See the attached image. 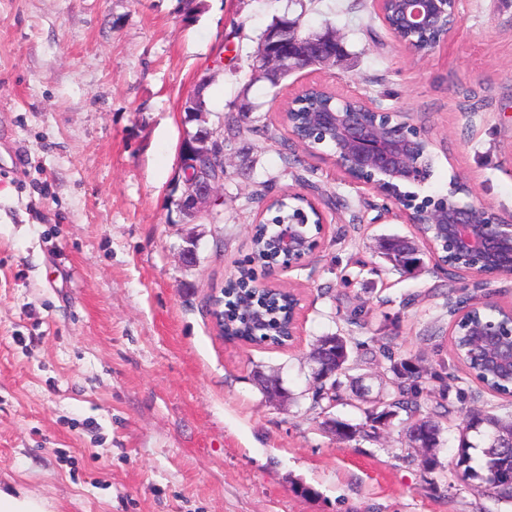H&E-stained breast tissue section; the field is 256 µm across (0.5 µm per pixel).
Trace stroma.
<instances>
[{
	"label": "stroma",
	"mask_w": 512,
	"mask_h": 512,
	"mask_svg": "<svg viewBox=\"0 0 512 512\" xmlns=\"http://www.w3.org/2000/svg\"><path fill=\"white\" fill-rule=\"evenodd\" d=\"M283 15L334 29L335 69L252 81L247 57ZM204 75L212 111L249 102L280 141L228 144L218 223L187 224L169 197L181 103ZM312 82L428 130L419 196L447 194L457 174L512 220V0H460L450 39L426 56L392 36L375 0H0V488L47 512H512L463 472L409 462L403 418L345 443L312 407L310 345L339 332L367 387H347L341 419L361 422L390 370L366 357L375 336L450 379L441 462L470 410L512 416V398L455 361L449 313L460 300L512 309V276L452 273L425 252L393 270L378 239L416 229L345 176L331 146L304 149L283 123ZM267 180L327 218L303 266L266 277L302 298L289 349L225 341L210 311L251 253L263 206L250 196ZM259 371L279 374L286 403L265 397Z\"/></svg>",
	"instance_id": "35a3bbf8"
}]
</instances>
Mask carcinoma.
I'll list each match as a JSON object with an SVG mask.
<instances>
[{"label": "carcinoma", "instance_id": "cac0c4a2", "mask_svg": "<svg viewBox=\"0 0 512 512\" xmlns=\"http://www.w3.org/2000/svg\"><path fill=\"white\" fill-rule=\"evenodd\" d=\"M327 101L321 91H314L306 102L295 106V119L299 127L314 134L315 139L322 138V133L309 125L308 113L323 107ZM224 140H244L254 133H261L270 141H278L275 130L271 129L260 116L247 124L235 115L233 110L223 115ZM306 207L304 201L293 199L286 194L275 198L274 215L271 221L298 208ZM380 254L396 271H407L411 262L415 261V247L406 244L400 237H387L379 241ZM259 305L264 308L266 323L263 327L255 328L251 320L246 318L245 308ZM284 302L278 295H270L261 300L251 298L247 291L241 288L224 289V335L239 340L252 342L268 341L275 345L281 339L280 331L285 319ZM469 326H457L453 338L460 352L465 356L469 372L487 381L491 391L499 392L512 390V381L494 375L482 367L472 357L468 356ZM374 353L392 362L391 373L381 381L382 394L378 399L369 403L363 409L364 419L358 424L336 420L342 425L346 434L336 433L343 441L351 442L359 439L376 437L377 430L388 426L400 412H405L407 421L415 419L424 423V447L419 453L410 455L413 462L427 472L445 474L444 466L431 454V449L437 445L442 431V423L456 413L453 403H438L432 407L428 396L434 390L433 382L440 383L442 394H447L449 385L436 374H429L416 365L412 358L400 354L395 355L391 339L378 336L372 339ZM309 359L325 362L336 369V374L314 387L312 400L321 411H329L339 405L348 404L344 395L343 379L350 377V372L358 367V362L352 357V347L348 337L339 333L320 336L315 340ZM476 433L482 439L483 461L479 468L470 465L469 449L476 447L470 440V433ZM458 453L455 466L464 468L468 476L478 481V487L493 494L500 502L512 503V418L501 419L489 412L470 413L463 425L458 428Z\"/></svg>", "mask_w": 512, "mask_h": 512}]
</instances>
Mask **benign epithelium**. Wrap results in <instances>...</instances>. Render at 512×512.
<instances>
[{"label": "benign epithelium", "mask_w": 512, "mask_h": 512, "mask_svg": "<svg viewBox=\"0 0 512 512\" xmlns=\"http://www.w3.org/2000/svg\"><path fill=\"white\" fill-rule=\"evenodd\" d=\"M405 7L395 22L385 21L394 37L409 50L420 52L415 34H436V42L447 40L453 30L456 0H403ZM340 40L329 32L313 38L285 37L284 31H268L254 56L251 77L254 80L280 82L289 72L326 66L339 58ZM340 105L328 106L314 113L313 125L333 143V157L346 176L373 186L396 200L400 217L413 225L434 259H439L437 244L465 262L452 270L475 278L512 276V224L490 209L456 196L407 199L401 190L406 184L427 179L428 162L419 137L403 112H380L364 101L348 107L352 96L338 97ZM203 124L186 131V159L182 163V187L175 199L177 209L186 217L210 214L217 195L224 188V169L228 154L224 136L205 125L207 114L200 113ZM327 220L318 207L313 214L298 209L295 215L274 223L269 238L276 253L275 261L263 266L270 273L287 271L303 263L319 248ZM292 298L289 344L300 336L301 299L290 290ZM479 341L472 355L493 373L512 376V337L509 326L494 320L476 323Z\"/></svg>", "instance_id": "obj_1"}]
</instances>
